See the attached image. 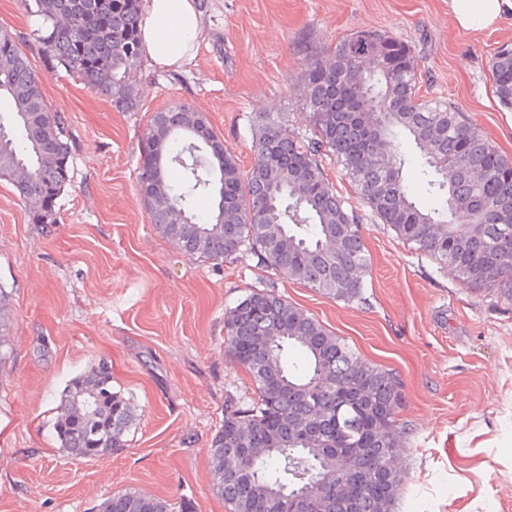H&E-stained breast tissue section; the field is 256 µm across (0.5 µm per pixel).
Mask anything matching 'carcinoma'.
I'll use <instances>...</instances> for the list:
<instances>
[{"label":"carcinoma","mask_w":512,"mask_h":512,"mask_svg":"<svg viewBox=\"0 0 512 512\" xmlns=\"http://www.w3.org/2000/svg\"><path fill=\"white\" fill-rule=\"evenodd\" d=\"M143 0H32L47 63L77 74L119 112L140 109L129 81L141 64ZM500 104L512 109V47L494 54ZM302 97L315 137L304 143L271 113L250 120L253 161L224 152L208 119L181 103L153 113L144 137L140 192L151 223L193 260L243 255L276 275L347 303H364L370 266L359 214L322 167L336 158L364 203L397 237L470 288L499 286L512 300V160L459 108L419 93L410 50L360 32L314 59ZM0 179L39 204L34 224L57 223L69 181L71 141L18 46L0 30ZM182 166L179 183L168 166ZM416 167L421 188L407 179ZM199 192L211 198L193 208ZM430 204L419 201L420 194ZM8 295L0 289V361L8 346ZM224 350L249 376L253 396L230 394L210 453L213 492L229 512H396L403 476L391 470L397 375L358 357L344 339L291 304L271 279L231 308ZM298 358L288 357V350ZM136 417L102 362L74 378L53 423L80 459L124 446ZM97 512H173L139 490L116 492Z\"/></svg>","instance_id":"carcinoma-1"}]
</instances>
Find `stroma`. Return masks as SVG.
<instances>
[{"mask_svg":"<svg viewBox=\"0 0 512 512\" xmlns=\"http://www.w3.org/2000/svg\"><path fill=\"white\" fill-rule=\"evenodd\" d=\"M201 2L194 58L179 70L143 60L130 77L141 109L119 112L46 64L23 0H0V28L20 35L72 141L57 223H31L29 205L0 181V287L11 313L0 363V512H94L129 489L176 512H227L210 489L209 447L226 396L248 399L251 383L224 351V316L272 278L289 302L399 378L397 512H512V301L502 292L462 285L397 238L331 158L324 170L360 214L371 256L362 305L272 277L249 256L185 257L151 224L138 186L149 118L176 103L208 116L225 151L246 163L259 113H280L296 139L310 137L301 77L361 31L409 48L421 94L458 107L512 159V110L491 73L497 48L512 44V18L474 35L449 15L448 0ZM103 360L136 420L124 448L77 459L52 423L69 381Z\"/></svg>","mask_w":512,"mask_h":512,"instance_id":"stroma-1","label":"stroma"}]
</instances>
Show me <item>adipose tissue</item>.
Segmentation results:
<instances>
[{
    "mask_svg": "<svg viewBox=\"0 0 512 512\" xmlns=\"http://www.w3.org/2000/svg\"><path fill=\"white\" fill-rule=\"evenodd\" d=\"M448 12L464 31L480 34L512 15V0H448ZM202 27L199 0H149L141 49L157 66L180 68L194 58Z\"/></svg>",
    "mask_w": 512,
    "mask_h": 512,
    "instance_id": "adipose-tissue-1",
    "label": "adipose tissue"
}]
</instances>
